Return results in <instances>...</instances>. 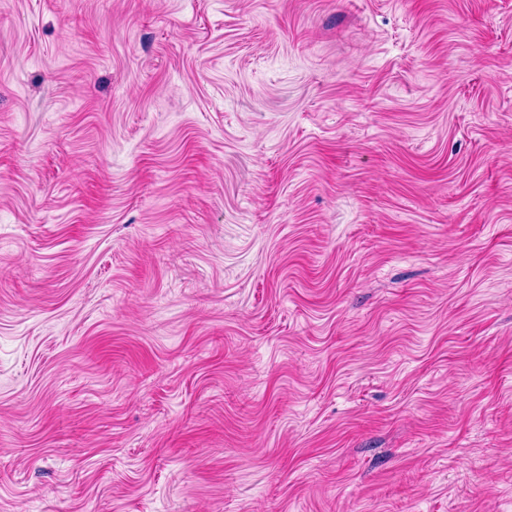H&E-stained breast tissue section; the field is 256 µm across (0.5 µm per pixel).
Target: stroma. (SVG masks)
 Listing matches in <instances>:
<instances>
[{
    "mask_svg": "<svg viewBox=\"0 0 512 512\" xmlns=\"http://www.w3.org/2000/svg\"><path fill=\"white\" fill-rule=\"evenodd\" d=\"M0 512H512V0H0Z\"/></svg>",
    "mask_w": 512,
    "mask_h": 512,
    "instance_id": "obj_1",
    "label": "stroma"
}]
</instances>
